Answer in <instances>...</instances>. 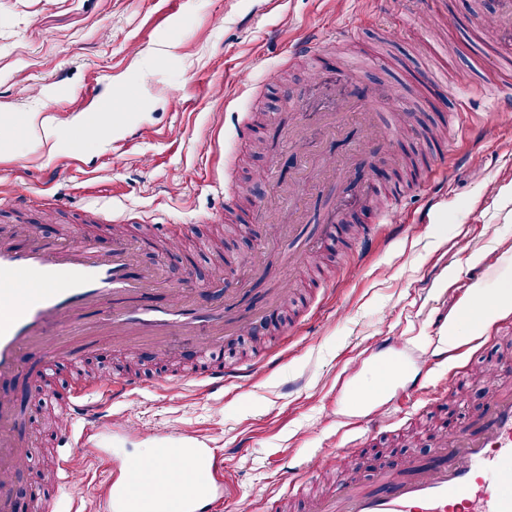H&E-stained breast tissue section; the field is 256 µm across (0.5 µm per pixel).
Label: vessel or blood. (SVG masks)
<instances>
[{
  "label": "vessel or blood",
  "instance_id": "obj_1",
  "mask_svg": "<svg viewBox=\"0 0 512 512\" xmlns=\"http://www.w3.org/2000/svg\"><path fill=\"white\" fill-rule=\"evenodd\" d=\"M475 93L493 105L512 106V85L485 83ZM135 264L133 248L122 240L105 252L79 234L62 243L35 238L23 249L0 237V383L19 376L27 352L47 362L65 358L76 364L104 335L181 340L199 354L194 379L208 390L254 376V366L225 365L209 343L210 337L224 335L229 323L251 320V313L238 309L240 289H225L218 304L200 305L191 302L188 289L175 288L169 304L156 305L147 299L155 272L145 268L132 275ZM92 307L107 314L94 336L72 348L53 342L48 327L73 329ZM491 371L494 385L486 407L467 422L446 424L431 456L396 459L363 484L355 477L357 455L348 452L346 472L326 493L310 497L306 512H512V370L495 365ZM135 387L128 379L73 394L60 418L66 441L87 448L93 433L119 429L107 408ZM392 420V406L385 403L367 412L359 425L377 432ZM15 422V398L0 391V512H15L13 477L27 458ZM190 453L197 465V492L166 490L159 512H211L213 502L224 497L221 454L198 446ZM57 469L60 490L85 479L69 456L60 457ZM134 497L126 469L109 461L97 492L103 512H133Z\"/></svg>",
  "mask_w": 512,
  "mask_h": 512
}]
</instances>
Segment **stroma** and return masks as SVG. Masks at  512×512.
<instances>
[{
	"label": "stroma",
	"instance_id": "stroma-1",
	"mask_svg": "<svg viewBox=\"0 0 512 512\" xmlns=\"http://www.w3.org/2000/svg\"><path fill=\"white\" fill-rule=\"evenodd\" d=\"M497 10L498 0H428L419 14L407 0H0V113L48 117L59 131L97 112L119 121L80 148L0 127V229L21 245L32 234L62 239L72 227L104 248L120 237L140 267L166 272L157 302L182 286L207 304L228 284L264 311L219 344L225 363L256 365L246 387H158L167 371L193 364L174 342L162 354L136 350L132 361L106 342L76 369L61 359L44 377L19 376L22 437L34 449L21 484L46 488L53 394L81 374L143 382L112 406L128 430L98 442L133 483L146 484L155 450L182 447L184 436L223 451L232 486L220 512H252L271 493L283 512H304L290 469L321 457L307 489L326 490L346 464L339 448L355 445L366 482L383 451L429 457L438 425L480 412L489 396L476 379L438 401L417 400L386 432L369 437L354 425L419 378L444 383L459 361L512 364V326L486 344L491 321L466 318L477 291L512 283V111L478 98L463 129L448 125L453 94L498 69L479 24ZM346 22L351 39L289 60L291 44ZM348 92L371 96L381 143L332 191L309 175V161L329 164L358 137L353 123L321 121ZM289 98L298 115L287 112ZM239 127L249 130L240 140ZM451 145L478 160L429 176L435 151ZM300 169L303 221L268 237L251 221L254 205L275 204ZM228 176L237 186L229 197ZM396 185L402 208L385 224L365 196ZM333 209L356 224L329 237ZM161 224L193 232L166 239ZM308 248L311 264L298 258ZM449 344L454 357L418 365L417 352Z\"/></svg>",
	"mask_w": 512,
	"mask_h": 512
}]
</instances>
